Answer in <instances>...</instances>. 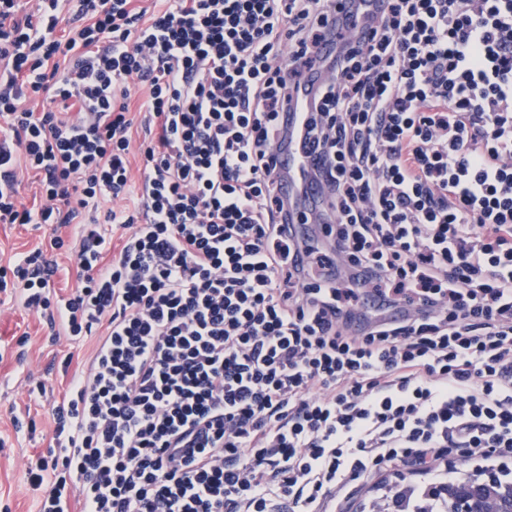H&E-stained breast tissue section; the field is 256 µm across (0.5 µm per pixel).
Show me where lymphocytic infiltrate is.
I'll return each instance as SVG.
<instances>
[{
  "label": "lymphocytic infiltrate",
  "mask_w": 512,
  "mask_h": 512,
  "mask_svg": "<svg viewBox=\"0 0 512 512\" xmlns=\"http://www.w3.org/2000/svg\"><path fill=\"white\" fill-rule=\"evenodd\" d=\"M34 2L0 0V223L51 244L0 293L96 338L38 512H343L400 463L512 458V0ZM302 86L305 211L273 176Z\"/></svg>",
  "instance_id": "obj_1"
}]
</instances>
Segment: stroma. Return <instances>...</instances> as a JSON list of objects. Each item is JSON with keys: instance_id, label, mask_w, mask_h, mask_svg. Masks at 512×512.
Segmentation results:
<instances>
[{"instance_id": "stroma-1", "label": "stroma", "mask_w": 512, "mask_h": 512, "mask_svg": "<svg viewBox=\"0 0 512 512\" xmlns=\"http://www.w3.org/2000/svg\"><path fill=\"white\" fill-rule=\"evenodd\" d=\"M48 228L30 224L0 223V258L10 259L35 246L49 247ZM48 330L32 314L16 303L0 304V433L7 435L5 447H0V512H36V491L25 477V463L30 455L46 451L51 437V426L37 400L29 398L23 379L28 370L39 371L55 395H62L67 379L61 373L60 356L72 354L74 362L86 359L93 347L92 341L83 345L60 340L55 351L45 350L42 342ZM30 415L35 421V433L14 432L9 420L10 410ZM479 459L452 458L447 470L437 473L415 471L400 466L387 477L373 479L358 490L351 500L349 512H389L386 495L394 484L400 483L422 489L438 485L484 468Z\"/></svg>"}]
</instances>
